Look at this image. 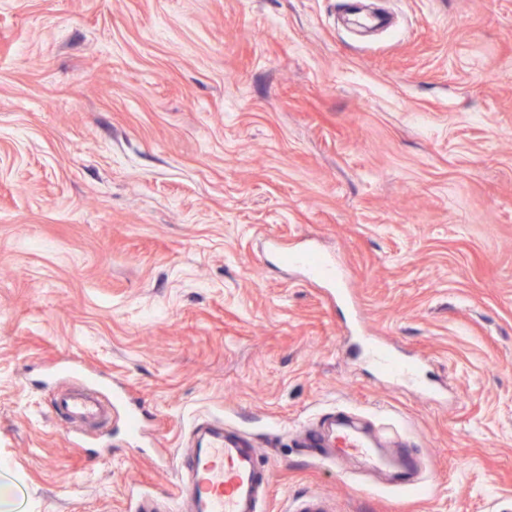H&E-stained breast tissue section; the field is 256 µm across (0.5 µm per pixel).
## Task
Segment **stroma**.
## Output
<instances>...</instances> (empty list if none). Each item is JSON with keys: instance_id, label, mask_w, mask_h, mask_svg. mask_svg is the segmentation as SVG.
Masks as SVG:
<instances>
[{"instance_id": "obj_1", "label": "stroma", "mask_w": 512, "mask_h": 512, "mask_svg": "<svg viewBox=\"0 0 512 512\" xmlns=\"http://www.w3.org/2000/svg\"><path fill=\"white\" fill-rule=\"evenodd\" d=\"M0 0V507L130 512L217 419L261 512H512V0ZM315 238L351 301L262 256ZM435 396L352 354L364 332ZM76 359L144 400L93 458L53 412ZM333 411L420 487L297 435Z\"/></svg>"}]
</instances>
